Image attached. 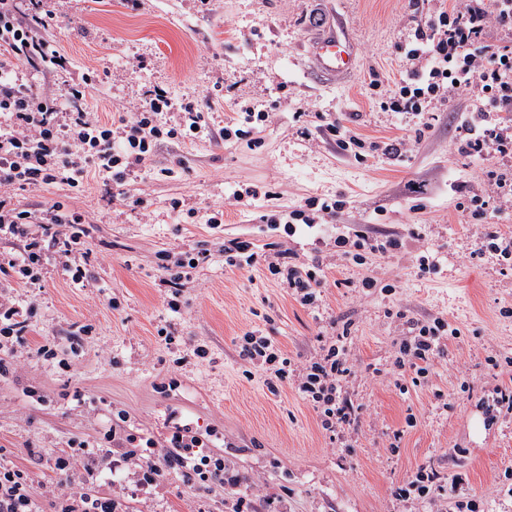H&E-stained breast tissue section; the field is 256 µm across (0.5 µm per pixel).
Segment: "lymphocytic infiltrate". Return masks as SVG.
I'll return each mask as SVG.
<instances>
[{
    "instance_id": "1",
    "label": "lymphocytic infiltrate",
    "mask_w": 512,
    "mask_h": 512,
    "mask_svg": "<svg viewBox=\"0 0 512 512\" xmlns=\"http://www.w3.org/2000/svg\"><path fill=\"white\" fill-rule=\"evenodd\" d=\"M55 17L53 0H0V240L20 245L18 254L0 261L6 285L0 291L1 375L13 370L14 347L23 343L35 312L34 304L15 299L13 289L37 283L50 259L77 285L93 277L95 262L84 242L87 215L68 210L59 201L22 209L12 204L13 192L40 190L57 182L78 189L91 168L121 185L151 159L162 139L191 140L211 131L209 115L198 103L174 104L159 87L135 113L109 121L100 119L89 104L96 89L89 74L68 83L63 93H55L45 78L57 69L61 53L44 35ZM497 24L512 25V0H436L433 9L420 14L411 40L399 45L403 72L393 95L381 102V110L419 117L414 135L420 137L429 128L427 116L436 111L438 103L467 96L470 117L459 127L460 152L479 160L511 156L512 44L485 41L488 27ZM170 111L177 114L175 123H159L158 115ZM319 131L339 151L360 161L370 155L397 161L410 149L405 137L365 141L338 119L321 124ZM487 177L496 187L495 194L472 189L466 197L477 221L512 208V174L491 169ZM336 245L332 260L318 251L301 255L280 243L273 254L261 257L252 241L233 238L224 243V266L241 271L264 264L300 305L314 309L332 261L358 266L368 255L396 252L401 242L360 232L352 238L337 236ZM209 256L206 248L175 261L169 253H160L159 280L172 313L181 311L192 269ZM395 317L407 327L393 362L397 370L412 373L410 384L398 386L404 393L409 385H420L433 375L446 340L459 331L440 317L414 319L402 309L396 310ZM233 343L242 360L266 370L270 392L293 384L315 411L326 435L333 438L357 427L360 408L345 390L355 367L350 327H343L320 354L297 367L262 331H246ZM126 421L125 413H117L96 443L74 439L68 450L54 456V478L46 491L53 497L56 512H126L117 495L71 492V477L78 467L89 482L102 470L115 475L133 463L139 468L140 486L146 488L172 476L193 489L215 483L241 486L242 477L226 465L223 455L212 450L210 440L188 418L175 419L161 442L144 430L126 428ZM33 482L30 472L0 463V512H43L31 492Z\"/></svg>"
}]
</instances>
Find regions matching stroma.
I'll list each match as a JSON object with an SVG mask.
<instances>
[{
    "instance_id": "obj_1",
    "label": "stroma",
    "mask_w": 512,
    "mask_h": 512,
    "mask_svg": "<svg viewBox=\"0 0 512 512\" xmlns=\"http://www.w3.org/2000/svg\"><path fill=\"white\" fill-rule=\"evenodd\" d=\"M414 14L410 0H140L135 9L125 0H60L47 35L69 69L55 81L94 76L91 104L102 119L134 111L157 87L180 102L207 101L218 128L244 102L269 118L227 141H161L120 189L122 202L115 198L120 190L94 173L79 191L57 183L14 192L21 208L55 199L87 214L85 245L101 258L87 286L51 263L40 284L21 291L36 310L15 371L0 376V454L32 474L35 496L54 477L50 458L71 439L96 440L114 412L161 441L175 411L213 431L226 464L255 483L259 512L282 495L288 512H425L424 503L394 495L425 465L463 479L446 498L448 512H466L473 498L487 512H512V412L496 402L497 388L512 386V370L490 364L512 356V317L499 314L512 308V272H501L490 257L468 258L487 226L457 205L466 187L488 193L492 186L488 163L457 151L466 99L439 107L429 131L394 164L356 161L316 133L322 117L342 119L376 141L418 125V118L378 105L399 76L397 46L411 37ZM325 17L342 19L357 63L351 75L318 83L305 47ZM251 186L272 188L275 196L249 200L244 191ZM236 191L241 201H233ZM314 197L344 203L325 220L317 244L324 253L335 251L337 235L358 231L399 237L402 248L327 270L315 311L263 266L225 269V240L245 238L267 253L280 234L263 216L288 214ZM217 210L224 222L215 227L207 219ZM416 224L419 240L411 235ZM201 244L213 256L194 270L196 285L186 290L181 314L171 313L157 254L177 256ZM428 247L438 270L424 275L416 257ZM365 277L394 278L401 288L393 297L378 290L362 297L352 285ZM396 304L408 316H439L461 331L448 341L436 374L405 394L393 368L404 330L387 315ZM345 321L357 368L349 391L363 410L357 432L332 441L292 386L274 395L263 371L245 377L249 365L232 340L262 329L299 363L318 352L333 323ZM169 322L184 343L168 347L158 338L157 328ZM84 324L93 335L70 355L69 371L37 357L40 345L64 342ZM196 344L207 346V358L193 355ZM410 416L415 426H407ZM128 492L130 512H192L198 505L231 512L235 502L231 489L193 490L173 479L144 492L132 484Z\"/></svg>"
}]
</instances>
